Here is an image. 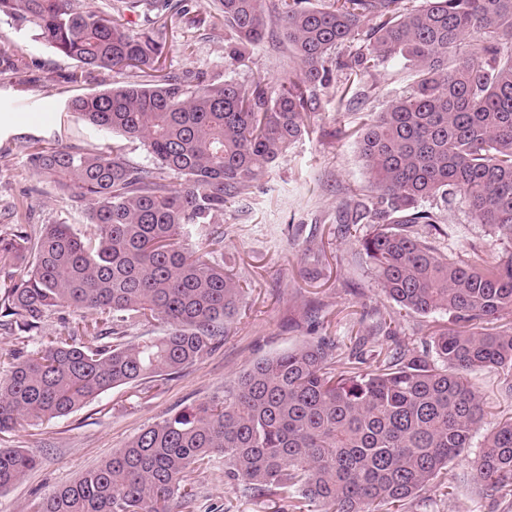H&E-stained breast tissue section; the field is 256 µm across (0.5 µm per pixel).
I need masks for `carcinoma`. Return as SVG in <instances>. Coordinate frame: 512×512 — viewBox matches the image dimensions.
I'll return each mask as SVG.
<instances>
[{
    "label": "carcinoma",
    "instance_id": "carcinoma-1",
    "mask_svg": "<svg viewBox=\"0 0 512 512\" xmlns=\"http://www.w3.org/2000/svg\"><path fill=\"white\" fill-rule=\"evenodd\" d=\"M263 2L220 0L225 64L245 63L267 35ZM144 9L159 27L175 16L201 23L185 0H112L108 11L81 0H0V17L32 27L82 69L160 73L68 103L89 124L140 141L154 167L131 165L118 146H23L32 170L85 207L89 230L0 231V328L24 341L0 352V435L120 386L148 398L221 346L242 288L219 261L224 232L193 245L195 230L249 194L308 132L313 92L331 86L334 68L358 79L400 59L416 70L411 89L362 129L371 194L339 223L372 225L361 250L398 311H444L448 327L430 350L378 353L366 369L361 337L344 350L312 336L261 358L221 395L142 429L35 512L186 509L193 472L278 492L291 508L305 500L308 512H413L429 488H450L449 464L482 426L484 401L469 375L494 368L512 394V322L497 324L512 318V51L502 49L512 41V0H276L299 72L275 88L259 71L248 85L162 73L163 44L128 27ZM457 201L506 245L497 261L476 250L450 259L432 244ZM61 308L81 311L80 321L43 334ZM153 322L162 336H127ZM35 465L26 451L0 446V492ZM473 478L512 505V414L484 436Z\"/></svg>",
    "mask_w": 512,
    "mask_h": 512
}]
</instances>
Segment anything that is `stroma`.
Returning a JSON list of instances; mask_svg holds the SVG:
<instances>
[{
  "instance_id": "35a3bbf8",
  "label": "stroma",
  "mask_w": 512,
  "mask_h": 512,
  "mask_svg": "<svg viewBox=\"0 0 512 512\" xmlns=\"http://www.w3.org/2000/svg\"><path fill=\"white\" fill-rule=\"evenodd\" d=\"M166 68L181 75L205 72L215 82L246 84L253 70L279 82L298 63L283 38H265L254 46L247 65L224 64V29L203 23L188 27L172 22L160 36ZM17 60L14 73L0 74V229L8 224H68L75 232L86 227L85 215L70 193L60 190L29 168L23 144L39 141L58 147L97 152L119 142L127 160L151 166L144 146L123 140L85 123L67 108L77 96L106 91L128 82H146L134 68L115 73L97 69L70 83L75 61L57 54L33 29L0 19V56ZM414 73L394 59L363 79L333 75L335 93L318 91L315 111L304 135L257 181L252 193L239 198L217 217L224 232V268L238 280L244 296L234 328L223 345L203 361L163 384L148 400L133 387L101 394L78 411L35 425H23L5 436V443L34 455L37 466L0 492V512H34L55 488L100 464L143 428L182 409L221 394L225 383L257 359L294 348L309 338L308 320L321 335L348 341L365 336L393 304L380 291L373 270L361 254L359 241L372 230L360 224L343 234L336 209L369 194V175L350 132L369 113L407 91ZM448 234L436 247L451 258H463L472 246L495 258L501 247L492 230L471 220L458 204L445 214ZM320 306L308 310L306 303ZM448 316L404 315L395 339L380 340L383 349L423 348ZM457 476L451 495L426 491L414 512H507L490 505L473 479L472 459L455 460ZM191 512H286L288 503L276 494L250 495L207 475H193Z\"/></svg>"
}]
</instances>
